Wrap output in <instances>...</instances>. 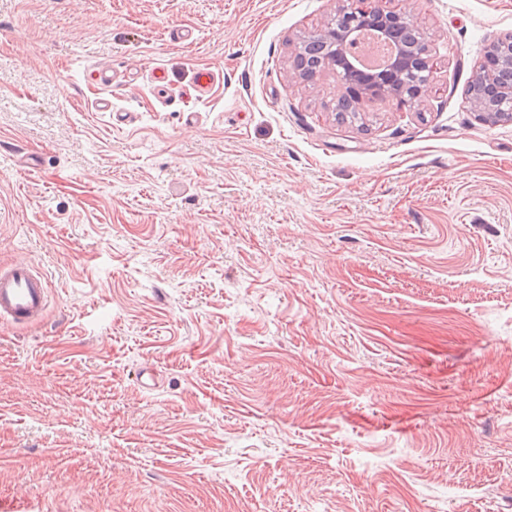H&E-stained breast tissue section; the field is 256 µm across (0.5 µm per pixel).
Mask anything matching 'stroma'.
<instances>
[{"mask_svg":"<svg viewBox=\"0 0 512 512\" xmlns=\"http://www.w3.org/2000/svg\"><path fill=\"white\" fill-rule=\"evenodd\" d=\"M380 3L435 72L350 123L332 0H0V512H512V0ZM498 43L490 44L470 79L475 90L471 104L477 118L484 122L496 120L503 105L512 104V53L507 58L499 56ZM49 305V284L30 263L0 264V321L32 325Z\"/></svg>","mask_w":512,"mask_h":512,"instance_id":"stroma-1","label":"stroma"}]
</instances>
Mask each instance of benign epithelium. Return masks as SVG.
I'll return each mask as SVG.
<instances>
[{
  "label": "benign epithelium",
  "instance_id": "7a95c632",
  "mask_svg": "<svg viewBox=\"0 0 512 512\" xmlns=\"http://www.w3.org/2000/svg\"><path fill=\"white\" fill-rule=\"evenodd\" d=\"M371 21L381 37L394 43L393 55L384 69L367 75L364 82L347 81L342 72L354 68L357 33ZM319 37L323 56L316 68L311 72L297 69L295 74L304 80H314L324 73L335 75L342 85L338 104L353 108L365 99L382 98L399 106H411L420 100L427 83L410 87L405 77L414 68L429 65L428 46L416 32L409 10L381 9L377 0H347V4L334 10ZM471 82L475 90L471 104L477 118L484 122L496 120L503 105L512 104V53L503 58L498 55L496 44H490L472 71Z\"/></svg>",
  "mask_w": 512,
  "mask_h": 512
}]
</instances>
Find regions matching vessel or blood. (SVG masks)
Masks as SVG:
<instances>
[{"label":"vessel or blood","instance_id":"b4317fda","mask_svg":"<svg viewBox=\"0 0 512 512\" xmlns=\"http://www.w3.org/2000/svg\"><path fill=\"white\" fill-rule=\"evenodd\" d=\"M49 305V284L30 263L0 264V321L32 325Z\"/></svg>","mask_w":512,"mask_h":512}]
</instances>
